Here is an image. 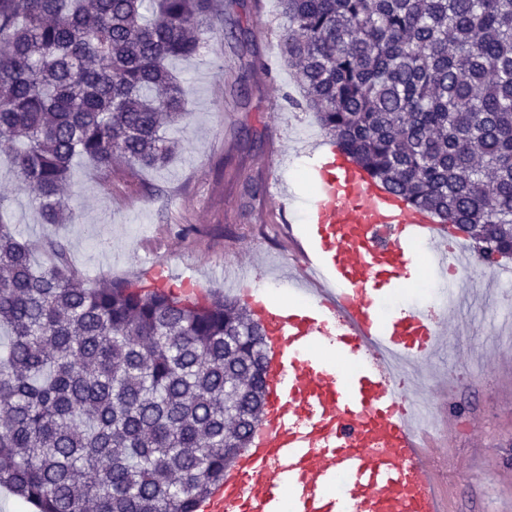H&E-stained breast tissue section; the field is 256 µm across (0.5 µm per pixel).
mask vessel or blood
<instances>
[{
	"instance_id": "1",
	"label": "vessel or blood",
	"mask_w": 512,
	"mask_h": 512,
	"mask_svg": "<svg viewBox=\"0 0 512 512\" xmlns=\"http://www.w3.org/2000/svg\"><path fill=\"white\" fill-rule=\"evenodd\" d=\"M314 177L315 246L295 250L323 285L301 289L296 308L253 302L269 350L264 412L200 512H282L286 490L293 512H441L431 457L409 426L412 400L391 362L422 371L443 350L444 324L463 296L451 293L436 312L414 308L385 320L377 305L408 269L412 244L426 245L443 279L465 267V248L336 147ZM335 318L336 352L358 364L347 381L312 350Z\"/></svg>"
}]
</instances>
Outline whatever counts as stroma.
Returning a JSON list of instances; mask_svg holds the SVG:
<instances>
[{"label":"stroma","mask_w":512,"mask_h":512,"mask_svg":"<svg viewBox=\"0 0 512 512\" xmlns=\"http://www.w3.org/2000/svg\"><path fill=\"white\" fill-rule=\"evenodd\" d=\"M213 25L240 31L229 39L217 32L199 56L169 63L189 113L174 132L181 149L168 164L119 163L104 175L76 159L68 224L41 223L28 195L0 171V215L33 246L36 263L49 262L42 245L58 239L89 287L103 273L139 280L154 264L191 277L203 291L242 300L247 290L261 289L295 300L283 273L295 259L291 236L307 235L308 150L324 134L312 113L288 103L298 93L295 77L268 40L282 32L277 0H220ZM276 150L286 154L281 180L293 199L285 210L273 191L255 202L240 194L244 177L265 174ZM182 224L195 233L179 234ZM432 276L425 249H416L404 285L386 293L379 316L420 304L417 288ZM456 283L469 299L449 320L446 350L424 377L442 414L436 478L448 512H512V323L504 320L512 284L495 281L480 261Z\"/></svg>","instance_id":"35a3bbf8"}]
</instances>
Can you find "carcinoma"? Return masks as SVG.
I'll list each match as a JSON object with an SVG mask.
<instances>
[{
	"label": "carcinoma",
	"mask_w": 512,
	"mask_h": 512,
	"mask_svg": "<svg viewBox=\"0 0 512 512\" xmlns=\"http://www.w3.org/2000/svg\"><path fill=\"white\" fill-rule=\"evenodd\" d=\"M302 103L408 206L512 248V0H278ZM215 0H0V142L45 224L71 164L168 162L187 113L168 68L197 56ZM250 200L265 185L242 183ZM0 217V486L40 512H197L261 420L266 352L248 305L104 277Z\"/></svg>",
	"instance_id": "obj_1"
}]
</instances>
